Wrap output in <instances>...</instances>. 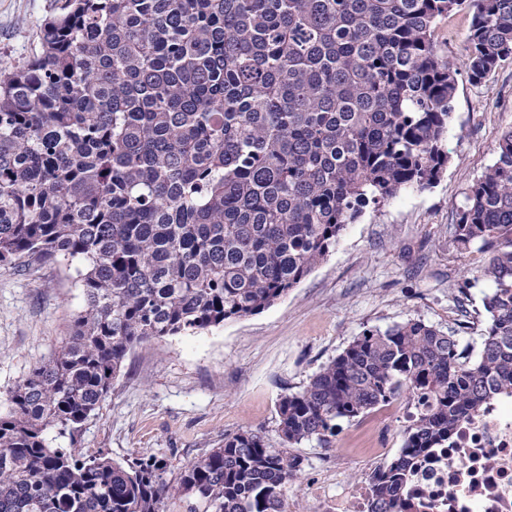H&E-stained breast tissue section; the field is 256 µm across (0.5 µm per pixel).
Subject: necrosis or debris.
Segmentation results:
<instances>
[{
	"mask_svg": "<svg viewBox=\"0 0 512 512\" xmlns=\"http://www.w3.org/2000/svg\"><path fill=\"white\" fill-rule=\"evenodd\" d=\"M401 512H512V392L466 414L447 443L427 449L401 488ZM373 482L319 495L316 512H369Z\"/></svg>",
	"mask_w": 512,
	"mask_h": 512,
	"instance_id": "4bbe7bcc",
	"label": "necrosis or debris"
}]
</instances>
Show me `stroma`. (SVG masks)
<instances>
[{"label": "stroma", "mask_w": 512, "mask_h": 512, "mask_svg": "<svg viewBox=\"0 0 512 512\" xmlns=\"http://www.w3.org/2000/svg\"><path fill=\"white\" fill-rule=\"evenodd\" d=\"M61 4L0 0V66L32 56L43 19ZM468 28L465 8L438 25V38L458 65ZM457 79L449 160L435 184L367 207L329 256L263 312L135 346L95 416L58 446L84 455L102 451L118 462L148 452L174 469L242 431L277 448L280 398L301 390L364 330L420 319L479 348L489 286L477 281L463 291L459 285L474 278L485 256L458 250L452 226L470 187L492 163L498 138L512 129V59L481 84L463 71ZM80 267L77 261L0 265V412L15 385L66 343L85 306ZM384 431L393 448L402 447L399 424H381L371 413L339 420L330 443L295 446L301 465L288 485L289 502L311 512L306 495L322 480L328 459L339 460L348 480L368 477L374 467L368 450Z\"/></svg>", "instance_id": "35a3bbf8"}]
</instances>
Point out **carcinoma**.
I'll return each instance as SVG.
<instances>
[{"instance_id": "1", "label": "carcinoma", "mask_w": 512, "mask_h": 512, "mask_svg": "<svg viewBox=\"0 0 512 512\" xmlns=\"http://www.w3.org/2000/svg\"><path fill=\"white\" fill-rule=\"evenodd\" d=\"M471 9L463 65L512 58V0H68L40 50L0 67V264L79 260L84 310L0 412V512H288L290 448L407 392L427 401L370 512H399L415 460L512 389V129L459 208L457 248L490 252L478 356L421 320L367 329L253 432L170 472L54 448L128 352L258 314L363 209L432 186L458 69L439 20Z\"/></svg>"}]
</instances>
